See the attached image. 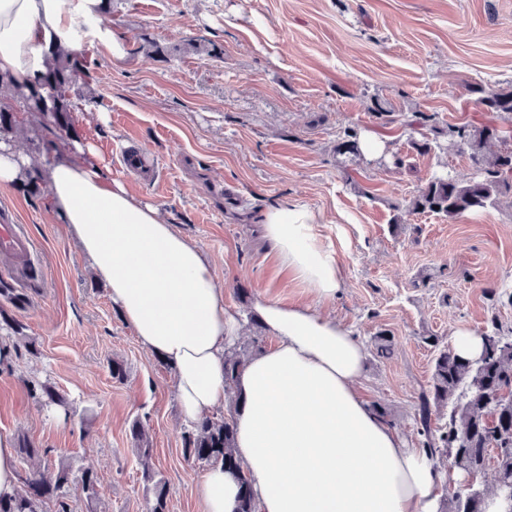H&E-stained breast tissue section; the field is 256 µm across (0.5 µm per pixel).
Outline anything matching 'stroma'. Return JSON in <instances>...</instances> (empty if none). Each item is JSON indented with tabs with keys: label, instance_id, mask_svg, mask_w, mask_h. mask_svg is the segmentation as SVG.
<instances>
[{
	"label": "stroma",
	"instance_id": "obj_1",
	"mask_svg": "<svg viewBox=\"0 0 512 512\" xmlns=\"http://www.w3.org/2000/svg\"><path fill=\"white\" fill-rule=\"evenodd\" d=\"M108 22L127 34L126 56L116 63L106 47L92 50L73 114L79 137L212 258L225 307L242 316L256 293L288 301L302 292L260 240L259 211L295 199L320 212L314 230L336 249L345 281L330 309L369 350L360 391L417 444L414 407L435 356L427 337L512 327V193L453 221L406 213L434 171L465 180L474 165L452 142L420 154L404 122L423 112L440 129L512 132V115L486 111L468 91L512 87V0H112ZM377 102L392 123L375 120ZM348 126L403 166L336 155ZM16 146L44 168L71 154L69 139L43 128L21 132ZM131 149L153 168H126ZM0 216L24 225L44 272L24 308L0 297L35 343L0 367V433L52 449L50 466L94 471L99 512H145L129 432L141 420L170 512H200L195 483L207 468L182 453L173 369L141 347L49 192L33 201L22 185L0 186ZM382 333L394 340L387 359L372 351ZM116 360L127 370L120 381ZM34 381L50 383L66 407L35 402Z\"/></svg>",
	"mask_w": 512,
	"mask_h": 512
}]
</instances>
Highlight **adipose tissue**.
<instances>
[{"mask_svg":"<svg viewBox=\"0 0 512 512\" xmlns=\"http://www.w3.org/2000/svg\"><path fill=\"white\" fill-rule=\"evenodd\" d=\"M100 0H0V73L33 87L53 51L107 47L125 57V33L102 23ZM77 157L47 172L57 213L143 349L174 369L182 418L191 424L224 403V351L239 336L224 308V287L210 259L159 207L142 201L74 140ZM321 216L284 200L257 219L282 264L309 300L252 301L276 339L253 356L236 382L235 451L248 470L258 512H438L443 472L426 449L399 433L361 397L366 347L326 314L343 287L334 250L315 233ZM238 487L222 466L196 486L202 512H235Z\"/></svg>","mask_w":512,"mask_h":512,"instance_id":"obj_1","label":"adipose tissue"}]
</instances>
